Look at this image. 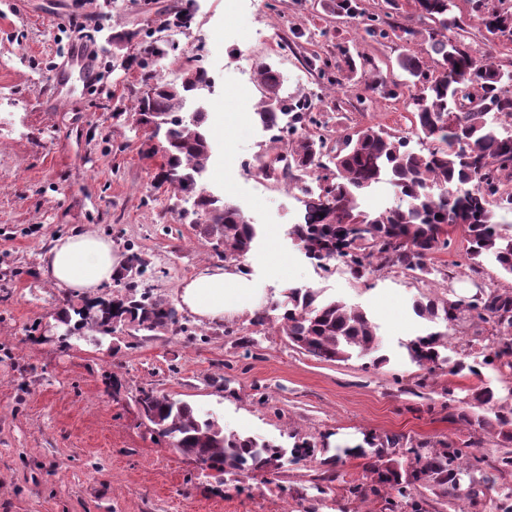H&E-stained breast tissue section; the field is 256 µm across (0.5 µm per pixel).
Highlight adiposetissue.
<instances>
[{
    "label": "adipose tissue",
    "instance_id": "obj_1",
    "mask_svg": "<svg viewBox=\"0 0 512 512\" xmlns=\"http://www.w3.org/2000/svg\"><path fill=\"white\" fill-rule=\"evenodd\" d=\"M123 261L110 240L76 228L53 239L41 258L40 272L57 288L92 296L117 277ZM179 298L192 314L217 324L228 317L255 315L261 306L260 293L238 265L199 268L181 288Z\"/></svg>",
    "mask_w": 512,
    "mask_h": 512
}]
</instances>
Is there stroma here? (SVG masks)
Instances as JSON below:
<instances>
[{
  "instance_id": "1",
  "label": "stroma",
  "mask_w": 512,
  "mask_h": 512,
  "mask_svg": "<svg viewBox=\"0 0 512 512\" xmlns=\"http://www.w3.org/2000/svg\"><path fill=\"white\" fill-rule=\"evenodd\" d=\"M184 5L190 24L167 23L168 12ZM76 12L87 19L82 37L69 23ZM147 26L182 51L159 62L164 79L196 64L221 75L214 94L188 103L209 112L212 154L201 182L257 229L241 262L270 323L233 317L210 325L183 309L176 327L61 343L52 337L56 314L87 301L39 272L55 236L81 228L109 238L123 256L141 253L149 262L142 288L172 304L184 280L220 261L199 227L179 221L184 197L157 179L161 155L150 152L148 131L130 114L144 46L112 37ZM80 41L100 81L90 89L75 80L56 85L72 72ZM343 45L356 54L357 71L347 90L333 94L305 58L315 51L338 59ZM427 50L422 35L372 41L359 18L328 13L318 0H0V512H456L453 501L425 488L408 499L362 497L376 457L357 447L371 435L436 448L460 441L465 433L449 422V410L470 411L479 388L506 395L512 378L467 347L474 325L449 338L447 363L431 372L410 360L406 345L429 328L416 300L510 288L512 276L491 264L478 275L462 268L458 227L426 277L385 269L358 281L321 268L288 234L304 212L299 186L260 183L251 168L271 147L254 119L259 63L281 72L282 96L311 97L329 116L332 138L338 128L372 123L410 130L406 99H384L372 82H406L397 56ZM448 269L452 278H443ZM291 288L365 310L384 363L357 354L324 361L292 346L276 323ZM460 362L481 364L480 375L457 371ZM143 388L212 415L225 431L284 448L280 469L229 477L201 468L141 420ZM480 436L484 487L466 510L496 512L512 474L495 468V431ZM299 438L315 447L300 461L290 454ZM333 456L338 478L329 483L323 475ZM353 485L359 493H350Z\"/></svg>"
}]
</instances>
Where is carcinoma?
<instances>
[{
  "mask_svg": "<svg viewBox=\"0 0 512 512\" xmlns=\"http://www.w3.org/2000/svg\"><path fill=\"white\" fill-rule=\"evenodd\" d=\"M470 16L478 26L501 42L512 44V0H467ZM417 20L426 25L428 55L434 66L414 53L398 56L396 65L411 78L409 94L411 125L417 137L412 147L397 129L381 125L345 128L332 140L321 133L304 134L301 125L317 129L329 120L311 111L305 96L281 98L275 107L271 99L280 95L283 78L268 64L259 66L257 80L262 99L256 115L259 123L279 129L276 142L288 157V171L280 173L278 157L260 156L263 169L279 175L310 177L317 191L304 185L302 221L292 225L290 235L305 254L319 266L335 258L345 261L349 273L362 279L380 269H396L429 275L432 256L451 244L448 228L460 226L465 235V265L475 274L483 262L494 261L512 276V225L502 224L496 210H512V69L487 49H472L461 38L463 27L454 16L456 0H413ZM326 9L337 16H360L365 33L375 39L392 36L412 40L418 30L409 24L390 23L382 27L377 13L358 11L357 0H324ZM178 45L166 42L151 45L138 66L146 90L137 98L134 114L140 125L153 126L154 137L162 144L159 179L193 197L190 223L206 237L216 240L217 255L237 258L246 255L257 236L234 205L189 183L207 168L210 159L208 113L181 114L186 98L211 89L207 69L201 65L185 69L178 82L161 78L158 62L176 54ZM342 59L336 64L313 54L307 65L321 74L334 68L328 78L332 86H345L355 70V60L346 46L339 47ZM492 105L487 111L472 105V98ZM386 180L396 189L399 203L383 209L363 205L365 193ZM136 275L125 274L126 294L109 305L96 302L90 310H78L73 329L88 328L104 333V326L129 322L137 330L154 331L179 323L175 306L139 291L138 277L148 267L141 255L128 259ZM281 328L298 349L324 361L341 360L354 350L364 354L379 350L377 326L367 313L342 300L317 301L310 289L290 288L285 294ZM416 313L445 330L418 336L407 345L410 358L419 367L432 371L443 360L449 331L470 322L479 326L472 344H482L483 364L512 372V289L488 288L463 307L460 300L437 296L414 304ZM475 405L494 411L502 447L512 444V391L504 398L483 388L474 396ZM150 423L165 428L166 436L181 451L200 457L229 475L263 470L281 459L284 449L252 437L224 432L218 420L203 415L190 404L177 401L154 389L139 391ZM448 419L466 427L483 430L492 420L465 412L448 413ZM403 437H387L380 442L375 475V496L396 492L408 498L418 486L435 496L460 498L461 474L469 476L468 496L479 497L481 481L474 472L481 458L474 449L481 439L471 433L461 442L439 449L412 446L414 465L401 469L385 449H396Z\"/></svg>",
  "mask_w": 512,
  "mask_h": 512,
  "instance_id": "obj_1",
  "label": "carcinoma"
}]
</instances>
